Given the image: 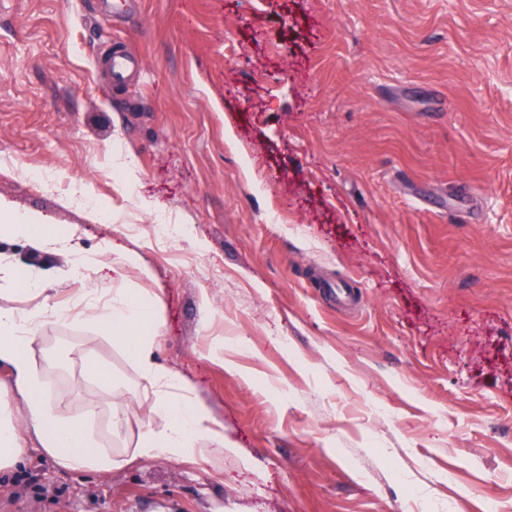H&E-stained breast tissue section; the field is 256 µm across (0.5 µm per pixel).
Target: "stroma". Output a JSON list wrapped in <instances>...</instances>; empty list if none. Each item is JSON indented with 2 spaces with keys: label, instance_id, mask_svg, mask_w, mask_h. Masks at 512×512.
I'll return each instance as SVG.
<instances>
[{
  "label": "stroma",
  "instance_id": "35a3bbf8",
  "mask_svg": "<svg viewBox=\"0 0 512 512\" xmlns=\"http://www.w3.org/2000/svg\"><path fill=\"white\" fill-rule=\"evenodd\" d=\"M114 2L0 0V200L75 236L55 254L0 236L43 288L0 306L111 297L109 269H70L137 252L157 358L233 448L136 457L144 382L81 307L31 358L61 418L95 397L88 430L119 465L61 468L0 362L22 450L0 512H512V0ZM113 41L140 80L110 84Z\"/></svg>",
  "mask_w": 512,
  "mask_h": 512
}]
</instances>
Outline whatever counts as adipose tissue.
<instances>
[{
    "mask_svg": "<svg viewBox=\"0 0 512 512\" xmlns=\"http://www.w3.org/2000/svg\"><path fill=\"white\" fill-rule=\"evenodd\" d=\"M0 225L21 234L46 252L65 247L66 242L50 225L34 214H21L0 203ZM160 299L134 288L118 289L115 297L100 307L97 317L119 342L129 344L132 358L152 389L150 418L141 434L137 454L146 459L168 458L195 462L205 459L204 442L223 444L224 428L202 405L172 398L181 387L179 375L155 357L156 341L143 330L151 310ZM66 319L69 309L37 307L21 313L0 307V361L7 362L17 389L26 400L28 418L43 450L63 469L73 472L108 471L115 465L111 456L94 448L85 432L87 418H58L49 406L43 382L35 372L31 351L47 317Z\"/></svg>",
    "mask_w": 512,
    "mask_h": 512,
    "instance_id": "ef3b65f1",
    "label": "adipose tissue"
}]
</instances>
